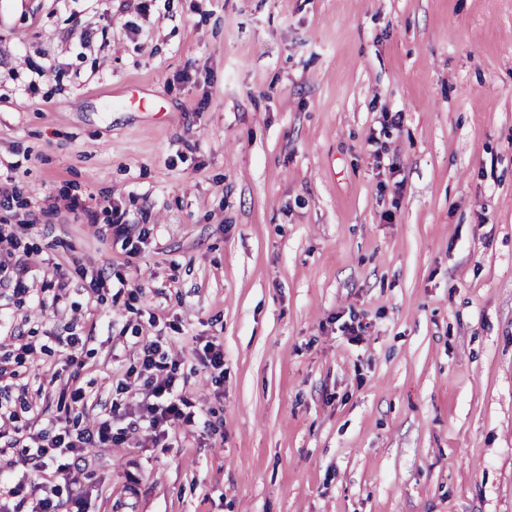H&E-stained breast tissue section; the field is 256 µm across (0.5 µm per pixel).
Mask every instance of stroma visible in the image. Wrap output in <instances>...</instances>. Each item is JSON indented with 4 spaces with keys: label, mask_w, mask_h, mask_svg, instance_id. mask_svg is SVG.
Returning a JSON list of instances; mask_svg holds the SVG:
<instances>
[{
    "label": "stroma",
    "mask_w": 512,
    "mask_h": 512,
    "mask_svg": "<svg viewBox=\"0 0 512 512\" xmlns=\"http://www.w3.org/2000/svg\"><path fill=\"white\" fill-rule=\"evenodd\" d=\"M6 177L0 412L127 407L86 512H512V0H0ZM168 354L158 341H146L140 351L138 365L129 370V376L141 381L143 390L142 416L155 442L167 439L172 424L196 423L195 405L178 389L180 364ZM200 361L203 369L210 373L215 384L219 385L224 381V351L220 344H207L203 349Z\"/></svg>",
    "instance_id": "stroma-1"
}]
</instances>
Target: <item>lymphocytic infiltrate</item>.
<instances>
[{
  "label": "lymphocytic infiltrate",
  "instance_id": "lymphocytic-infiltrate-1",
  "mask_svg": "<svg viewBox=\"0 0 512 512\" xmlns=\"http://www.w3.org/2000/svg\"><path fill=\"white\" fill-rule=\"evenodd\" d=\"M178 369V362L155 340L143 344L131 369L141 382L143 416L157 442L167 439L172 424L190 426L197 419L191 401L178 389ZM122 415V404L115 401L91 425L80 428L32 408L27 422L11 431L10 446L20 449V457H7L0 448V512H75L81 500L64 495L63 487L71 483L74 468L85 462L87 449L126 443L125 432L114 426ZM51 461L57 467L49 480L44 472Z\"/></svg>",
  "mask_w": 512,
  "mask_h": 512
}]
</instances>
